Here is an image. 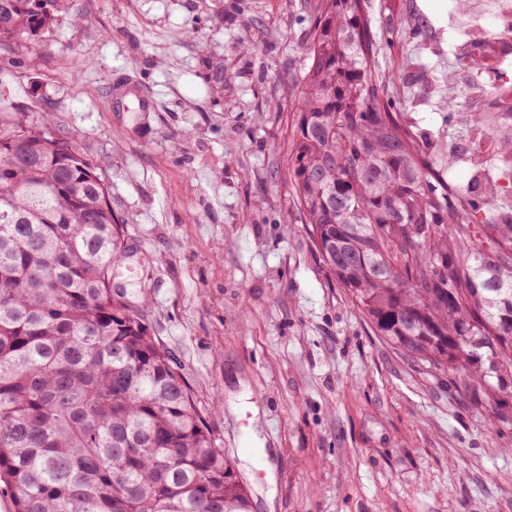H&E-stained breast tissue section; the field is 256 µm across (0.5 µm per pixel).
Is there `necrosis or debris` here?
I'll list each match as a JSON object with an SVG mask.
<instances>
[{
    "label": "necrosis or debris",
    "mask_w": 512,
    "mask_h": 512,
    "mask_svg": "<svg viewBox=\"0 0 512 512\" xmlns=\"http://www.w3.org/2000/svg\"><path fill=\"white\" fill-rule=\"evenodd\" d=\"M448 61L467 83L432 76L451 128L434 129L426 151L435 168L465 169L456 191L478 196L477 222H512V0H448Z\"/></svg>",
    "instance_id": "1"
}]
</instances>
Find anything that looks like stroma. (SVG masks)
Returning a JSON list of instances; mask_svg holds the SVG:
<instances>
[{
	"mask_svg": "<svg viewBox=\"0 0 512 512\" xmlns=\"http://www.w3.org/2000/svg\"><path fill=\"white\" fill-rule=\"evenodd\" d=\"M71 0L9 85L82 138L126 224L113 284L180 362L252 512H512V426L380 337L325 271L279 178L304 0ZM431 53L444 0H369ZM424 18L413 31L409 14Z\"/></svg>",
	"mask_w": 512,
	"mask_h": 512,
	"instance_id": "stroma-1",
	"label": "stroma"
}]
</instances>
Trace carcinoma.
I'll return each instance as SVG.
<instances>
[{
    "label": "carcinoma",
    "mask_w": 512,
    "mask_h": 512,
    "mask_svg": "<svg viewBox=\"0 0 512 512\" xmlns=\"http://www.w3.org/2000/svg\"><path fill=\"white\" fill-rule=\"evenodd\" d=\"M69 0H8L0 50ZM281 179L330 276L376 335L429 372L512 389V223L473 224L400 119L367 0H314ZM0 98V483L14 512H251L172 353L112 287L126 253L83 144Z\"/></svg>",
    "instance_id": "1"
}]
</instances>
